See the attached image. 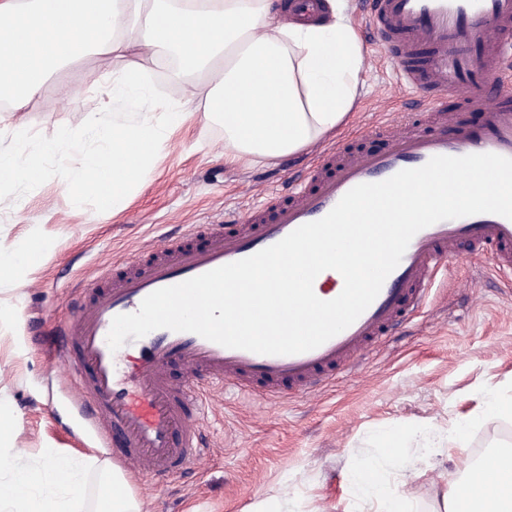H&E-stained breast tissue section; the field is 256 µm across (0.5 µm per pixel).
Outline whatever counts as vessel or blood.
Instances as JSON below:
<instances>
[{
	"label": "vessel or blood",
	"instance_id": "1",
	"mask_svg": "<svg viewBox=\"0 0 512 512\" xmlns=\"http://www.w3.org/2000/svg\"><path fill=\"white\" fill-rule=\"evenodd\" d=\"M363 23L401 86L418 92L421 103L419 112L396 113L379 124L389 140L384 153L323 149L272 204L225 211L204 244L195 242L201 226L192 225L179 241H162L126 259L109 287L77 288L69 314L55 321L53 348L82 426L104 448L112 433H121L112 456L128 468L164 476L201 465L207 450L199 416L208 392L231 387L269 400L287 390L310 396L323 390L337 369L362 363L426 304L460 249L512 269V220L487 213L445 220L419 231L373 303L314 350L262 355L168 329L110 350L107 335L115 316L136 312L158 289L279 242L326 216L358 184L386 180L437 155L512 158V0H369ZM422 44L433 52L420 65L414 54ZM482 47L489 55L475 62L474 52ZM452 102L457 110L481 113V122H459L457 111L448 108ZM172 360L187 370L182 385L171 384L165 374Z\"/></svg>",
	"mask_w": 512,
	"mask_h": 512
}]
</instances>
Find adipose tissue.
I'll list each match as a JSON object with an SVG mask.
<instances>
[{"label":"adipose tissue","mask_w":512,"mask_h":512,"mask_svg":"<svg viewBox=\"0 0 512 512\" xmlns=\"http://www.w3.org/2000/svg\"><path fill=\"white\" fill-rule=\"evenodd\" d=\"M279 0H0V99L9 114L41 97L51 76L89 55L171 58V79L206 120L224 128V162H275L339 128L358 98L363 47L341 0L310 24H275ZM50 243L0 246V280L19 281ZM16 416L0 411V512H141L124 473L93 456L15 448ZM346 480L370 512H411L389 473L367 461ZM436 512H512V470L483 466L446 484Z\"/></svg>","instance_id":"obj_1"}]
</instances>
